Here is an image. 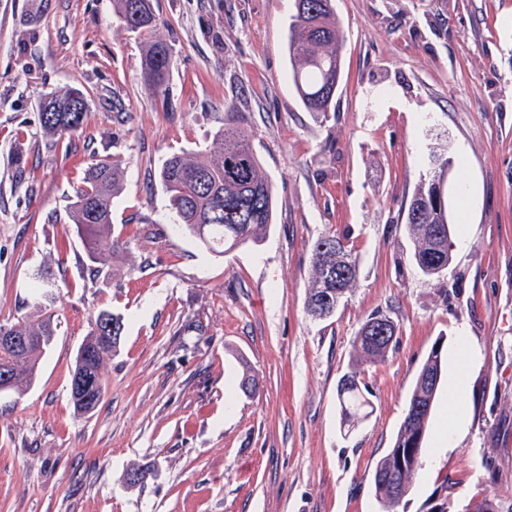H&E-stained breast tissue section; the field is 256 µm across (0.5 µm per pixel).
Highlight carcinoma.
<instances>
[{
	"mask_svg": "<svg viewBox=\"0 0 512 512\" xmlns=\"http://www.w3.org/2000/svg\"><path fill=\"white\" fill-rule=\"evenodd\" d=\"M115 12L133 32L157 31L160 23L151 0H113ZM344 39L332 0H295V13L288 25V56L291 76L298 96L315 117L329 112L343 71ZM173 65L171 50L161 38L148 43L143 52L144 87L154 97L165 93V80ZM39 120L45 138L54 140L82 128L87 103L76 89L49 94L39 104ZM436 175L421 181L414 190L403 217L412 244V257L420 272L438 277L452 259L451 222L448 209L438 210L432 203ZM169 209L180 230L196 238L209 252L222 256L244 245H260L267 237L275 215L271 180L242 127L234 107H224V121L215 131L209 149L199 153H176L166 158L159 174ZM123 190L120 164L107 158L88 165L81 185L74 191L70 218L83 239L91 266L89 275L97 277L112 266V259L123 250L112 234V204ZM338 253L344 268L334 276L322 264L321 247ZM357 256L336 234L319 237L312 248L311 274L306 294V312L315 316L313 305L330 296L342 302L359 278ZM112 315L115 339H104L100 319ZM390 323L388 336L365 332L370 322ZM15 335L28 338L20 352L0 348V365L13 366L15 377L9 391L21 396L33 384L40 359L51 346L58 322L42 301L29 313L8 323ZM123 318L101 310L91 320L90 329L78 351L89 358H75L73 373L89 375L95 398L104 394V371L119 347ZM397 334L396 324L383 313L370 315L353 340L355 360L337 387L341 426H351L367 417L370 402L361 389L364 367L385 360ZM440 346L432 347L424 360L411 391L404 418L392 446L378 460L372 475V491L382 512H392L412 488L422 468V445L435 392L426 378L442 372Z\"/></svg>",
	"mask_w": 512,
	"mask_h": 512,
	"instance_id": "1",
	"label": "carcinoma"
}]
</instances>
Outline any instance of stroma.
<instances>
[{"label": "stroma", "instance_id": "35a3bbf8", "mask_svg": "<svg viewBox=\"0 0 512 512\" xmlns=\"http://www.w3.org/2000/svg\"><path fill=\"white\" fill-rule=\"evenodd\" d=\"M159 33H132L112 0H0V323L28 313L52 274L57 336L23 396L0 394V512H380L374 467L418 371L441 344L445 372L467 345V432L438 451L440 386L423 468L395 512H426L441 483L461 508L512 500V0H334L344 35L336 109L314 119L290 78L294 0H152ZM174 65L166 93L141 79L146 42ZM75 88L82 129L42 138L39 103ZM234 106L274 186L267 238L224 257L169 223L157 180L175 153L208 149ZM448 139L453 260L438 278L410 258L401 217L426 177L428 130ZM121 161L112 225L125 248L90 277L68 208L95 158ZM26 169L15 186L17 166ZM473 195L459 196V183ZM339 236L359 258L332 317L305 309L311 250ZM124 319L105 392L70 400L92 316ZM396 323L366 367L371 413L340 426L337 385L374 311ZM256 382L239 388L243 366ZM151 464L145 485L126 473Z\"/></svg>", "mask_w": 512, "mask_h": 512}]
</instances>
